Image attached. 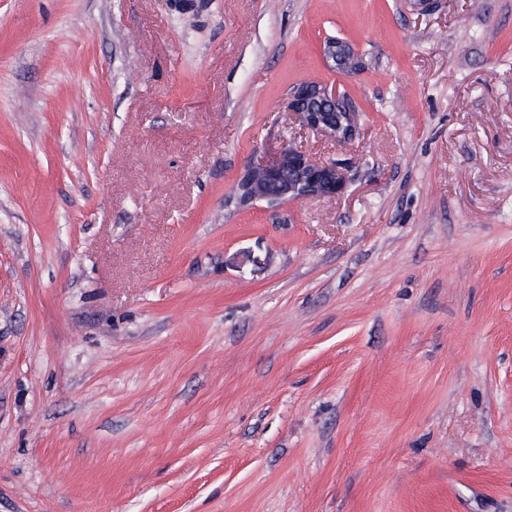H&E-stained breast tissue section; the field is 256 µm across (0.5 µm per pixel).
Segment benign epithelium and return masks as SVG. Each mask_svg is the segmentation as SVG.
Here are the masks:
<instances>
[{
    "label": "benign epithelium",
    "instance_id": "benign-epithelium-1",
    "mask_svg": "<svg viewBox=\"0 0 512 512\" xmlns=\"http://www.w3.org/2000/svg\"><path fill=\"white\" fill-rule=\"evenodd\" d=\"M324 54L348 66L358 60L354 48L337 39L326 42ZM286 108L303 128L338 144L356 137L359 121L355 105L334 86L302 84L288 97ZM344 170L341 160L318 162L302 149H285L276 159L245 170L238 182L236 203L245 206L265 200L276 206L285 200L334 199L346 191Z\"/></svg>",
    "mask_w": 512,
    "mask_h": 512
}]
</instances>
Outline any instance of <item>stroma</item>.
I'll return each mask as SVG.
<instances>
[{"mask_svg":"<svg viewBox=\"0 0 512 512\" xmlns=\"http://www.w3.org/2000/svg\"><path fill=\"white\" fill-rule=\"evenodd\" d=\"M0 512H512V0H0ZM324 54L327 58L335 62H342L349 67L352 63L358 60V54L354 48L345 41L332 39L324 45ZM314 102H324L334 111L316 110ZM300 125L316 134L329 138L336 144L351 142L358 131V112L355 105L349 103L336 86L321 83H305L297 87L286 102ZM342 112L346 115H339ZM341 160L318 162L305 150L289 148L272 161L249 166L236 194L238 206L265 200L276 206L285 200L336 199L347 188Z\"/></svg>","mask_w":512,"mask_h":512,"instance_id":"35a3bbf8","label":"stroma"}]
</instances>
